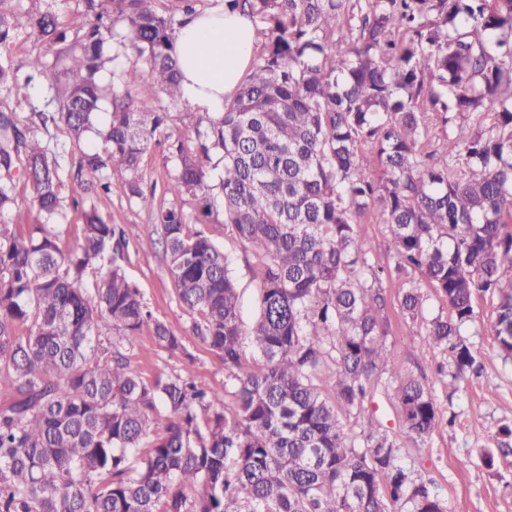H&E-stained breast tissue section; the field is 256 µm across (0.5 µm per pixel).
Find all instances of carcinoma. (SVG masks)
<instances>
[{
  "instance_id": "cac0c4a2",
  "label": "carcinoma",
  "mask_w": 512,
  "mask_h": 512,
  "mask_svg": "<svg viewBox=\"0 0 512 512\" xmlns=\"http://www.w3.org/2000/svg\"><path fill=\"white\" fill-rule=\"evenodd\" d=\"M5 2L0 44L16 29ZM30 2L28 25L55 51L56 108L0 111V214L20 175L47 219L25 234L0 224V512H447L365 407L388 373L406 435L442 422L428 381L387 354L391 296L358 228L388 229L405 316L422 315L424 281L446 303L424 336L458 377L476 362L462 328L478 293L495 298V339L512 356V0H224L263 40L217 114L194 111L181 86L172 32L195 0H81L72 38L50 0ZM121 56L145 65L143 92L183 107L192 144L165 108L142 112L102 85ZM27 65L22 78L0 62L18 102L46 69ZM106 104L103 150L80 151L84 191L110 192L108 172L124 171L118 188L153 215L195 339L233 373L232 410L189 375L131 367L124 342L145 328L170 354L185 346L127 279L125 231L90 207L64 251L49 223L65 171L38 130L61 123L79 148ZM157 137L179 160L167 191L191 196L200 224L222 208L260 256L247 331L229 257L145 193L140 161Z\"/></svg>"
}]
</instances>
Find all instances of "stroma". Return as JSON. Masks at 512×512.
<instances>
[{
  "label": "stroma",
  "instance_id": "obj_1",
  "mask_svg": "<svg viewBox=\"0 0 512 512\" xmlns=\"http://www.w3.org/2000/svg\"><path fill=\"white\" fill-rule=\"evenodd\" d=\"M13 8L16 37L9 45H0V60L22 66L29 57L39 55L45 63H52L53 52L27 24L26 0H13ZM112 67L121 75L120 90L137 94L143 111L167 105L171 125L183 139H194V127L184 117L181 106L167 104L159 93L142 94L147 77L144 66L121 58ZM40 137L50 146L66 149L63 195L67 204L60 247H70L80 236L84 208L95 207L107 223L122 225L129 234L122 261L127 278L138 286L153 315L182 336L188 349L187 355H170L157 347L149 331H141L127 344L132 368L146 379L191 372L199 385L222 391L226 407H234L233 376L211 351L196 342L191 317L178 302L168 259L151 214L128 201L117 187L109 194L90 196L84 192L83 180L77 175L79 151L71 147L64 126H50L41 131ZM176 167L177 159L168 153L165 144L152 145L144 153L140 173L146 188L154 190L157 204L172 203L165 187ZM204 229L231 260L242 321L244 326H251L258 311V260L225 231L223 221L205 224ZM423 292L426 302L420 320L405 317L399 307L389 308L386 347L403 367L433 377L431 391L444 424L425 440H404L403 458L435 480L448 512H512V456L496 452L500 427L512 425V357L500 352L494 341L495 305L489 296H476L475 318L463 328L465 339L483 366L481 374H470L462 380L448 376L438 381L434 378L437 365L451 364V356L428 348L421 331L424 320L440 313L445 304L433 288L424 287Z\"/></svg>",
  "mask_w": 512,
  "mask_h": 512
}]
</instances>
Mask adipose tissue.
<instances>
[{"label":"adipose tissue","mask_w":512,"mask_h":512,"mask_svg":"<svg viewBox=\"0 0 512 512\" xmlns=\"http://www.w3.org/2000/svg\"><path fill=\"white\" fill-rule=\"evenodd\" d=\"M174 40L185 97L197 111H223L250 65L253 23L237 13L208 11L178 28Z\"/></svg>","instance_id":"1"}]
</instances>
